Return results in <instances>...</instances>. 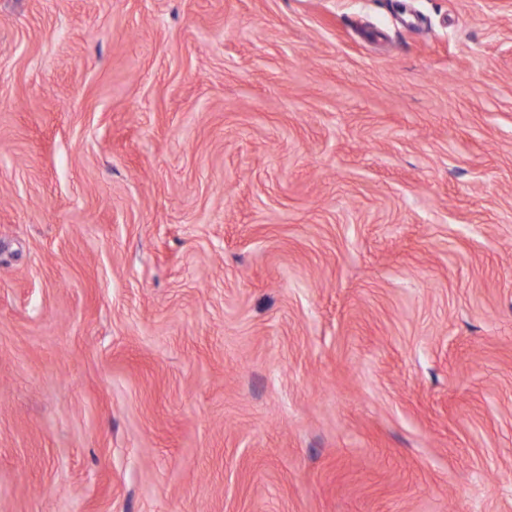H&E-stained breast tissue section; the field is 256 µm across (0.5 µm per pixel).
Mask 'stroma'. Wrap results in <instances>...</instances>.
<instances>
[{
    "mask_svg": "<svg viewBox=\"0 0 512 512\" xmlns=\"http://www.w3.org/2000/svg\"><path fill=\"white\" fill-rule=\"evenodd\" d=\"M0 512H512V0H0Z\"/></svg>",
    "mask_w": 512,
    "mask_h": 512,
    "instance_id": "stroma-1",
    "label": "stroma"
}]
</instances>
